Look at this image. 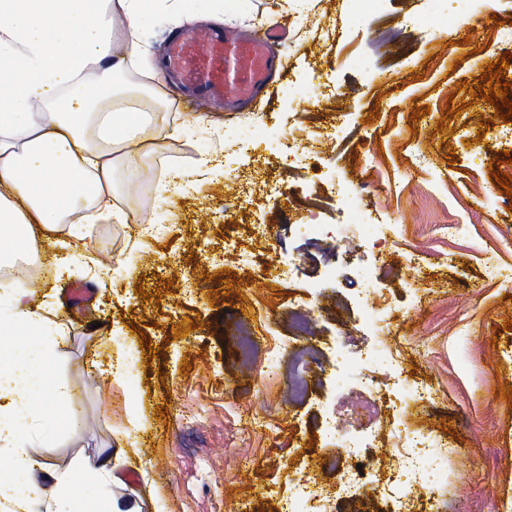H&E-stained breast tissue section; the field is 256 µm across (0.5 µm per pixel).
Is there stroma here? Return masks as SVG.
I'll return each instance as SVG.
<instances>
[{
  "label": "stroma",
  "mask_w": 512,
  "mask_h": 512,
  "mask_svg": "<svg viewBox=\"0 0 512 512\" xmlns=\"http://www.w3.org/2000/svg\"><path fill=\"white\" fill-rule=\"evenodd\" d=\"M196 10L195 34L285 25V75L245 109L199 116L155 69L181 133L166 164L117 166L114 203L136 222L80 208L99 267L19 272L51 308L91 291L52 364L73 385L66 423L32 454L64 471L119 440L123 483L106 491L140 512H278L297 485L335 496L337 467L356 466L322 430L367 374L383 473L402 470L407 432L431 434L447 512H512V195L494 179L512 174V139L476 95L494 61L512 83V0ZM167 165L198 185L165 193ZM382 350L394 360L379 370L366 357ZM117 358L130 385L107 374ZM422 386L431 400L413 399Z\"/></svg>",
  "instance_id": "1"
}]
</instances>
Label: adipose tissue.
Wrapping results in <instances>:
<instances>
[{
    "instance_id": "1",
    "label": "adipose tissue",
    "mask_w": 512,
    "mask_h": 512,
    "mask_svg": "<svg viewBox=\"0 0 512 512\" xmlns=\"http://www.w3.org/2000/svg\"><path fill=\"white\" fill-rule=\"evenodd\" d=\"M194 0H0V267L24 258L37 268L35 242L61 250L58 273L93 267L73 211L92 204L120 223L112 206L118 162L160 149L180 128L146 112L138 91L114 87L115 72L151 74L141 46L144 19L162 10L194 22ZM122 53H114V40ZM95 73L87 82V73ZM57 311L35 305L0 280V512H137L84 491L116 481L109 456L76 460L64 472L30 451L28 429L59 427L72 385L50 365L65 339Z\"/></svg>"
}]
</instances>
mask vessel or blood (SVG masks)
Listing matches in <instances>:
<instances>
[{"label":"vessel or blood","instance_id":"obj_1","mask_svg":"<svg viewBox=\"0 0 512 512\" xmlns=\"http://www.w3.org/2000/svg\"><path fill=\"white\" fill-rule=\"evenodd\" d=\"M282 35L274 28L256 37L220 32L181 36L169 45L167 68L192 91L198 107L218 100L245 103L280 75L272 46Z\"/></svg>","mask_w":512,"mask_h":512}]
</instances>
